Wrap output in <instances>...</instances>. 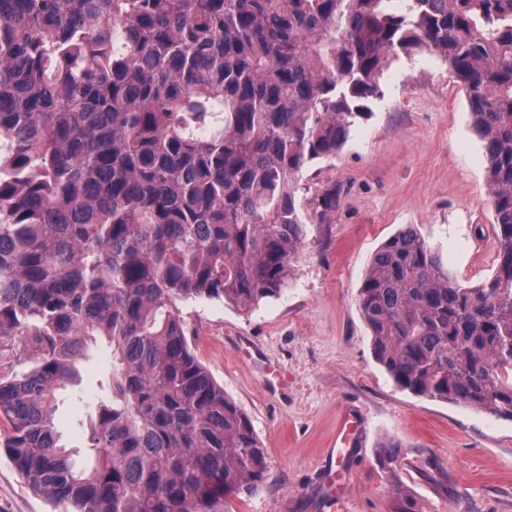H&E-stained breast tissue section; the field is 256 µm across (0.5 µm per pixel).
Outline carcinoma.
<instances>
[{"mask_svg": "<svg viewBox=\"0 0 512 512\" xmlns=\"http://www.w3.org/2000/svg\"><path fill=\"white\" fill-rule=\"evenodd\" d=\"M422 51L468 97L497 268L464 286L408 227L359 308L399 389L512 421V0H0V351L28 359L0 376V447L35 493L232 512L262 490L265 449L178 303L249 313L289 286L300 177ZM103 342L105 396L69 448L55 401Z\"/></svg>", "mask_w": 512, "mask_h": 512, "instance_id": "obj_1", "label": "carcinoma"}]
</instances>
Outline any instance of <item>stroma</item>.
I'll list each match as a JSON object with an SVG mask.
<instances>
[{"label": "stroma", "instance_id": "obj_1", "mask_svg": "<svg viewBox=\"0 0 512 512\" xmlns=\"http://www.w3.org/2000/svg\"><path fill=\"white\" fill-rule=\"evenodd\" d=\"M383 99L332 162L307 170L308 227L291 283L245 314L219 300L179 310L197 358L248 416L266 450V486L231 498L233 512H512V421L396 387L373 353L359 289L384 241L413 227L463 285L496 269L485 152L461 86L437 56L418 53L382 79ZM340 201L323 210V192ZM99 346L55 422L82 446L81 421L111 371ZM287 386H280L277 375ZM358 426L340 454L336 424ZM399 447L395 467L379 461ZM0 512H51L0 450Z\"/></svg>", "mask_w": 512, "mask_h": 512}]
</instances>
